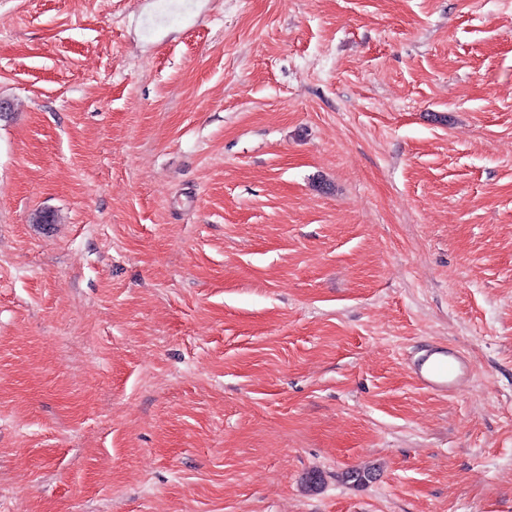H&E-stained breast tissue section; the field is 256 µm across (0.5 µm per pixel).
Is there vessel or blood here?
Instances as JSON below:
<instances>
[{
    "label": "vessel or blood",
    "instance_id": "obj_1",
    "mask_svg": "<svg viewBox=\"0 0 512 512\" xmlns=\"http://www.w3.org/2000/svg\"><path fill=\"white\" fill-rule=\"evenodd\" d=\"M409 369L423 389L444 395L455 391L470 373L463 354L454 347L441 344L430 345Z\"/></svg>",
    "mask_w": 512,
    "mask_h": 512
}]
</instances>
